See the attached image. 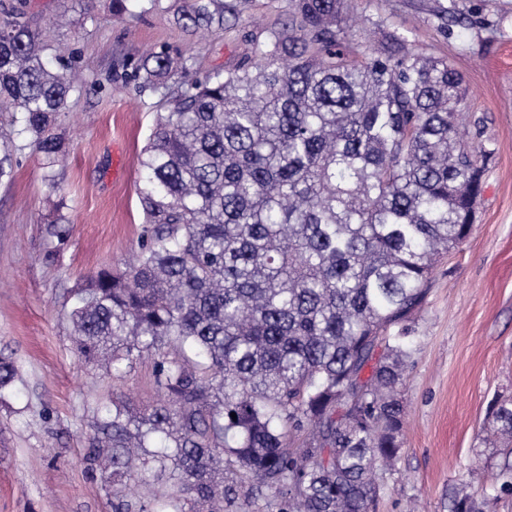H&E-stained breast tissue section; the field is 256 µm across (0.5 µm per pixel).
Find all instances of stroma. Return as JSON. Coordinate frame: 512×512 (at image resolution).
Here are the masks:
<instances>
[{"mask_svg": "<svg viewBox=\"0 0 512 512\" xmlns=\"http://www.w3.org/2000/svg\"><path fill=\"white\" fill-rule=\"evenodd\" d=\"M94 20L83 23L84 7ZM44 37L70 45L84 83L57 131L67 152L58 188L42 179L30 146L0 181V358L19 379L0 398V512H115L112 486L92 471L87 437L114 401L146 405L153 362L115 378L84 364L68 314L75 290L103 267H122L142 221L139 154L157 110L122 60L170 45L190 50L198 72L231 71L254 40L286 17L287 0H253L224 33L195 37L160 11L121 19L87 0H23ZM453 20L441 26L437 15ZM347 43L356 54L386 46L445 58L465 78L458 131L478 147L483 194L472 234L436 265L408 322L414 336L403 401L399 459L380 481L376 512H450L467 487L491 496L499 449L479 433L494 396L512 397V0H345ZM68 229L63 249L46 225Z\"/></svg>", "mask_w": 512, "mask_h": 512, "instance_id": "1", "label": "stroma"}]
</instances>
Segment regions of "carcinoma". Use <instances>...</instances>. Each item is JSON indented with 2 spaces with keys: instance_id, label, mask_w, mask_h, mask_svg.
<instances>
[{
  "instance_id": "obj_1",
  "label": "carcinoma",
  "mask_w": 512,
  "mask_h": 512,
  "mask_svg": "<svg viewBox=\"0 0 512 512\" xmlns=\"http://www.w3.org/2000/svg\"><path fill=\"white\" fill-rule=\"evenodd\" d=\"M162 0H107L116 16ZM185 32H215L252 0H176ZM344 0H290L287 19L231 72L190 77L191 58L150 51L133 67L160 112L139 155L144 222L132 257L79 288V357L117 376L154 359L159 399L112 402L88 458L112 485L161 493L115 512H371L397 460L405 326L438 259L465 241L482 194L458 137L463 78L448 60L347 48ZM17 6L0 2V110L56 183V115L80 92ZM17 369L0 359V397ZM505 443L491 498L461 490L451 512L512 496V400L489 405ZM236 417H231V414Z\"/></svg>"
}]
</instances>
